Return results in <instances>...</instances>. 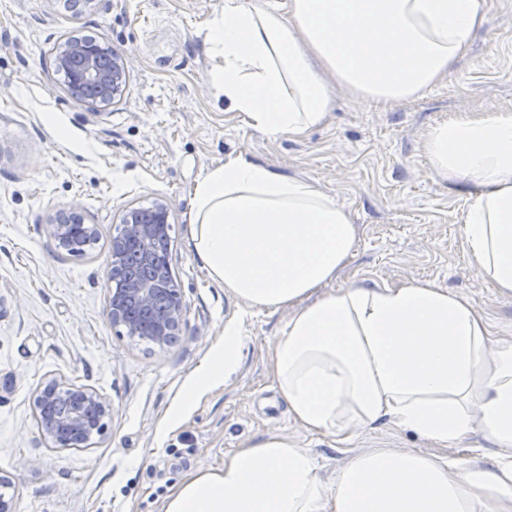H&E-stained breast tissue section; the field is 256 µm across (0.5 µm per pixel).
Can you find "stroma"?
<instances>
[{
	"label": "stroma",
	"instance_id": "1",
	"mask_svg": "<svg viewBox=\"0 0 512 512\" xmlns=\"http://www.w3.org/2000/svg\"><path fill=\"white\" fill-rule=\"evenodd\" d=\"M224 0H0V474L17 512H164L183 477L268 434L336 480L367 448L437 452L386 424L347 443L295 424L270 358L288 313L256 308L212 280L192 239L193 190L239 154L318 183L357 226L356 249L326 292L359 283L432 282L469 297L494 329H512V299L488 288L461 238L466 189L435 176L426 130L459 112L512 111V0H487L485 25L448 78L415 100L380 106L330 88L328 118L303 137L274 138L226 108L212 87L204 31ZM106 41L127 61L112 103L77 101L55 72L63 37ZM165 199L170 263L185 311L165 346L120 334L109 316L110 242L122 211ZM97 225L99 245L67 256L44 231L59 213ZM246 339L237 372L182 408L185 389L224 342ZM64 377L106 394L108 430L94 447H48L33 397Z\"/></svg>",
	"mask_w": 512,
	"mask_h": 512
}]
</instances>
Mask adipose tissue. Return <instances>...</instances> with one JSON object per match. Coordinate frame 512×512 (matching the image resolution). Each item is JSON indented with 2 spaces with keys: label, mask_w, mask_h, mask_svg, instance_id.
<instances>
[{
  "label": "adipose tissue",
  "mask_w": 512,
  "mask_h": 512,
  "mask_svg": "<svg viewBox=\"0 0 512 512\" xmlns=\"http://www.w3.org/2000/svg\"><path fill=\"white\" fill-rule=\"evenodd\" d=\"M486 0H224L204 42L225 105L271 136L327 118L328 87L378 105L443 81L486 20ZM430 169L468 185L461 235L487 287L512 297V113L465 112L428 128ZM193 246L238 299L287 309L271 355L289 416L339 442L383 423L439 447L479 433L486 465L392 448L349 458L333 484L270 435L223 467L188 474L164 512H512V336L433 283L355 285L317 296L352 255L349 212L318 185L238 155L194 189ZM245 338L224 344L183 397L224 382Z\"/></svg>",
  "instance_id": "obj_1"
}]
</instances>
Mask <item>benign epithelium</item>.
Wrapping results in <instances>:
<instances>
[{"label": "benign epithelium", "instance_id": "1", "mask_svg": "<svg viewBox=\"0 0 512 512\" xmlns=\"http://www.w3.org/2000/svg\"><path fill=\"white\" fill-rule=\"evenodd\" d=\"M57 66L67 72L77 84L87 87L94 98L106 102L122 92L126 80L127 62L117 52L107 56L97 41L74 38L57 54ZM132 209L123 211L120 233L112 236L109 279L122 287L111 293L109 299L112 326L126 335H138L139 323L132 319L129 304L144 314L153 312L157 304L164 309L152 319L150 339L157 345L168 344L183 319L182 295L174 282L171 265L157 267L155 243L169 231V204L156 200L136 219ZM48 236L58 246L67 247L77 235L97 233L94 224H86L74 212L61 213L46 225ZM34 417L38 431L52 448H59V433L70 426L84 435L83 444L90 447L107 431V419L112 412L108 397L94 388L76 385L62 379L45 381L36 391ZM0 512H15L17 490L8 477L0 479Z\"/></svg>", "mask_w": 512, "mask_h": 512}]
</instances>
